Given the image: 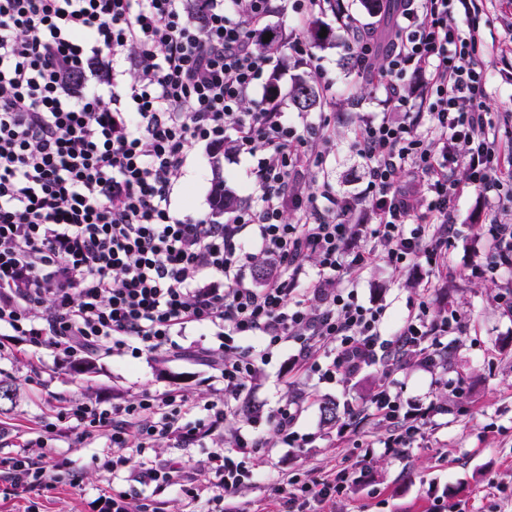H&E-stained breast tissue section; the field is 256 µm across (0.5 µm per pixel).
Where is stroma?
Segmentation results:
<instances>
[{"label":"stroma","instance_id":"1","mask_svg":"<svg viewBox=\"0 0 512 512\" xmlns=\"http://www.w3.org/2000/svg\"><path fill=\"white\" fill-rule=\"evenodd\" d=\"M493 36L482 48L492 110H512V64L502 52L512 46V0H486ZM333 28L332 45L315 50L332 83L333 106L299 114L281 106L282 120L304 129L326 123L331 142L320 168L305 172L302 185L330 183L337 195L353 196L365 189L367 169L355 154L354 127L366 118H381L385 83L347 75L343 63L349 55L347 35L335 13L326 12ZM255 161L244 153L215 154L213 148H193L178 176L172 200L183 213H207L216 178L244 198H254ZM456 233L441 267L425 264L394 268L378 260L357 284L366 305L383 307L386 328L408 311L426 302L431 313L457 312L470 322L467 335L449 340L440 368L429 369L405 357L397 363L380 360L349 381L323 382L317 376L296 377L288 371L291 348L275 351L258 369L256 387L239 402L237 416L228 418L218 435L188 447L163 441L159 453L189 461L224 447L236 432L258 433L277 470L305 471L333 464L343 440L379 441L382 427L371 417L350 420L351 408L369 403L382 381L407 405L436 403L427 436L407 456L375 454L370 460L353 457L352 468L361 478L353 483L343 512H428L431 495L445 496L459 512H512V310L501 301L512 293V270L491 280L476 267L490 254L485 229L491 221H512V209L491 203L474 186L462 184L454 203ZM94 372L57 366L44 350L26 348L14 359H0V379L16 385L13 402L0 404V456L15 454L20 437L38 431L42 420L66 401H100L133 397L144 390L182 391L196 407L211 400L208 367L189 358L155 353L137 360L93 357ZM460 383L463 393L450 397L446 382ZM304 396L297 423L299 433L315 434L313 443L291 448L283 444L270 421L287 400ZM334 400L341 412L336 423H325L322 404ZM104 440H77L66 435L54 441L46 454L53 461L67 460L74 484L61 483L39 498L40 512H90V503L108 486L137 496L143 491L132 480H113L92 464L102 455Z\"/></svg>","mask_w":512,"mask_h":512}]
</instances>
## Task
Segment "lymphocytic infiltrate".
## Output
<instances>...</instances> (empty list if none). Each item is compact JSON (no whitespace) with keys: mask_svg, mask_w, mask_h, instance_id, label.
<instances>
[{"mask_svg":"<svg viewBox=\"0 0 512 512\" xmlns=\"http://www.w3.org/2000/svg\"><path fill=\"white\" fill-rule=\"evenodd\" d=\"M185 2L0 0V355L12 354L14 339L67 364L90 354L179 355L176 336L194 326L218 339L197 352L221 384L204 417L190 419L185 395L170 390L71 403L43 422L33 445L66 433L105 440L101 469L154 490L141 498L112 490L94 512H164L159 494L175 487L184 512H237L241 487L269 465L260 437L240 435L191 463L152 451L223 426L273 350L292 347V370L325 381L404 353L437 365L464 319L422 304L388 337L384 309L360 301L356 284L380 257L397 268L438 264L455 228L457 170L485 197L512 202V158L496 134L512 129V113L486 102L482 0H395L382 23L350 24L352 53L380 64L388 80V114L356 127L368 183L344 198L326 184L297 186L323 163L306 143L327 140L324 127L299 132L251 97L273 64L252 41L270 0H198V21ZM117 61L130 79L94 80ZM411 67L425 75L413 98L398 85ZM424 121L441 133L440 149L420 133ZM230 132L257 160L255 205L222 224L175 212L174 181L193 146L223 144ZM367 198L377 222L355 248L349 217ZM257 253L282 269L258 287L244 276ZM309 262L316 280L302 288ZM340 275L347 287H337ZM369 411L387 427L385 453L396 456L423 438L434 413L404 405L386 383ZM65 473L42 453L0 459V483L13 493L53 489ZM349 478L341 462L285 472L269 502L277 512H324Z\"/></svg>","mask_w":512,"mask_h":512,"instance_id":"1","label":"lymphocytic infiltrate"}]
</instances>
